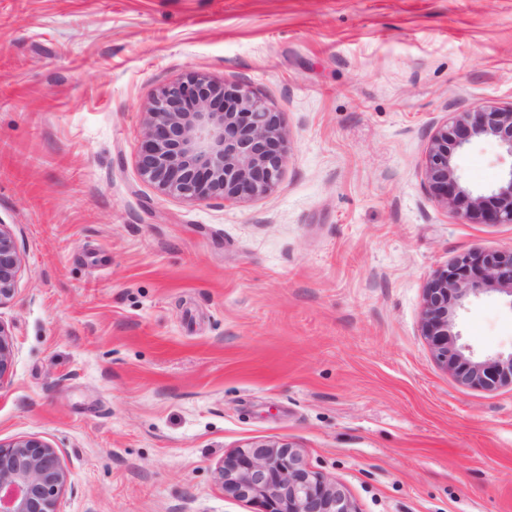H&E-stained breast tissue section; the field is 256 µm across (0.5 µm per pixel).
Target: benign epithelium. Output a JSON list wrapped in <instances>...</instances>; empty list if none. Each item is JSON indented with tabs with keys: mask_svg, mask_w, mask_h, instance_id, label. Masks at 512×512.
<instances>
[{
	"mask_svg": "<svg viewBox=\"0 0 512 512\" xmlns=\"http://www.w3.org/2000/svg\"><path fill=\"white\" fill-rule=\"evenodd\" d=\"M494 138L512 158V103L477 105L437 126L424 168L428 193L463 224H512V164L490 194L461 181L456 153L475 139ZM288 156L281 113L241 79L206 74L160 88L146 112L137 158L140 175L186 201L255 198L277 185ZM21 258L0 224V306L16 291ZM498 294L512 308V249L475 250L435 271L424 288L421 333L435 360L469 387L512 386V351L478 359L454 331L474 299ZM13 342L0 324V383L9 374ZM224 490L257 501L263 512H356L344 491L311 469L288 443L239 448L218 470ZM70 482L57 450L33 437L0 442V512H57Z\"/></svg>",
	"mask_w": 512,
	"mask_h": 512,
	"instance_id": "obj_1",
	"label": "benign epithelium"
}]
</instances>
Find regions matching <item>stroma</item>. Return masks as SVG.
<instances>
[{
    "label": "stroma",
    "instance_id": "35a3bbf8",
    "mask_svg": "<svg viewBox=\"0 0 512 512\" xmlns=\"http://www.w3.org/2000/svg\"><path fill=\"white\" fill-rule=\"evenodd\" d=\"M197 72L281 112L270 193L140 176L153 95ZM484 102H512V0H0V440L56 448L59 512H259L216 469L270 443L356 512H512V388L459 384L420 331L433 271L512 249L424 185L435 127ZM502 156L473 140L463 182L489 193ZM455 330L512 351V308ZM20 269L15 240L5 224H0V306L14 297Z\"/></svg>",
    "mask_w": 512,
    "mask_h": 512
}]
</instances>
